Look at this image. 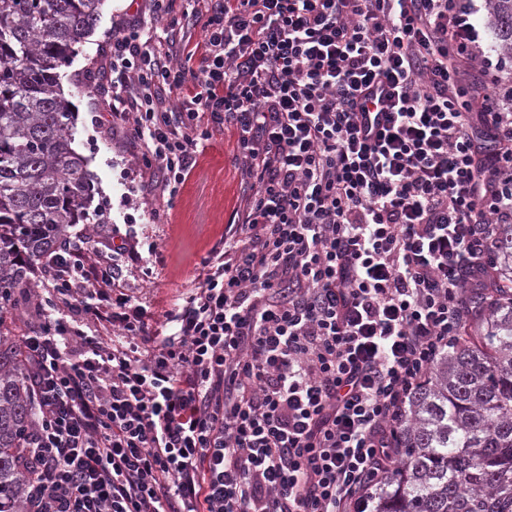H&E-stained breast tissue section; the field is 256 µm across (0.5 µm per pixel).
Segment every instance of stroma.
<instances>
[{"instance_id":"stroma-1","label":"stroma","mask_w":512,"mask_h":512,"mask_svg":"<svg viewBox=\"0 0 512 512\" xmlns=\"http://www.w3.org/2000/svg\"><path fill=\"white\" fill-rule=\"evenodd\" d=\"M471 20L480 32V46L491 68L461 61L464 82L497 93L512 91V58L494 48L487 25L485 0H474ZM153 28L165 36L168 19L154 16L149 0H105L94 32L79 53L60 71V85L75 112V149L89 161L94 176L86 224L70 235L87 234L100 246L137 241L143 260L123 261L124 280L162 328L165 314L193 280L203 257L224 245V227L231 223L242 196L241 176L233 163L237 153L234 130H214L204 151L175 195L148 183L149 171L140 151L120 135L100 130L108 115L103 106L110 96L106 62L112 35L123 22Z\"/></svg>"}]
</instances>
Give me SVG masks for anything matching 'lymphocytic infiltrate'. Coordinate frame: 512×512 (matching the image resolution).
Segmentation results:
<instances>
[{"mask_svg": "<svg viewBox=\"0 0 512 512\" xmlns=\"http://www.w3.org/2000/svg\"><path fill=\"white\" fill-rule=\"evenodd\" d=\"M208 2L198 66L113 34L105 109L171 192L234 128L238 220L164 335L113 253L45 263L25 512H368L512 224V108L464 97L451 57L490 60L461 0Z\"/></svg>", "mask_w": 512, "mask_h": 512, "instance_id": "1", "label": "lymphocytic infiltrate"}]
</instances>
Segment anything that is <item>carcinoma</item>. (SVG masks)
I'll return each mask as SVG.
<instances>
[{
  "label": "carcinoma",
  "instance_id": "cac0c4a2",
  "mask_svg": "<svg viewBox=\"0 0 512 512\" xmlns=\"http://www.w3.org/2000/svg\"><path fill=\"white\" fill-rule=\"evenodd\" d=\"M102 0H0V324L33 285L34 263L86 220V159L58 69L92 31ZM495 47L512 57V0H492ZM475 320L408 406L398 462L372 512H512V224L500 225ZM35 424L20 338L0 332V512H22L32 472L20 463Z\"/></svg>",
  "mask_w": 512,
  "mask_h": 512
}]
</instances>
